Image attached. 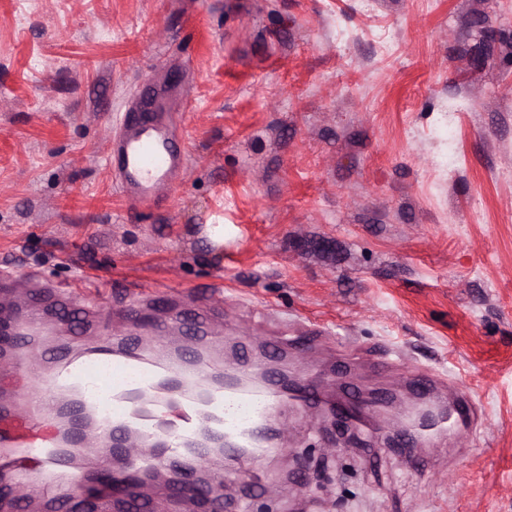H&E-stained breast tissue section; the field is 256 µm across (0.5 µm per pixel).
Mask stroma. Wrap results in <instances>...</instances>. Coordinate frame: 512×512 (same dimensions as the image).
<instances>
[{"mask_svg":"<svg viewBox=\"0 0 512 512\" xmlns=\"http://www.w3.org/2000/svg\"><path fill=\"white\" fill-rule=\"evenodd\" d=\"M145 82L188 143L152 211L104 160ZM1 265L6 309L113 282L46 350L155 345L145 317L186 354L205 303L214 358L319 388L279 405L263 495L223 465L225 512H512V0H0ZM415 369L476 407L421 472L400 421L330 413L343 385L412 399Z\"/></svg>","mask_w":512,"mask_h":512,"instance_id":"obj_1","label":"stroma"}]
</instances>
